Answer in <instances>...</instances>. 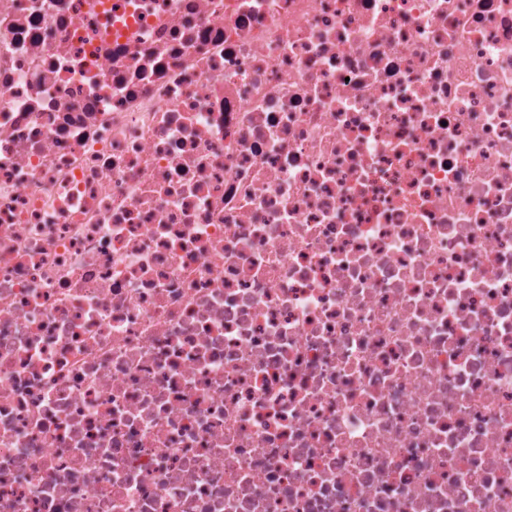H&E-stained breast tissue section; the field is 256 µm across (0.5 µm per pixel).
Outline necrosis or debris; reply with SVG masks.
Listing matches in <instances>:
<instances>
[{"label": "necrosis or debris", "instance_id": "4bbe7bcc", "mask_svg": "<svg viewBox=\"0 0 512 512\" xmlns=\"http://www.w3.org/2000/svg\"><path fill=\"white\" fill-rule=\"evenodd\" d=\"M0 0V512H512V0Z\"/></svg>", "mask_w": 512, "mask_h": 512}]
</instances>
